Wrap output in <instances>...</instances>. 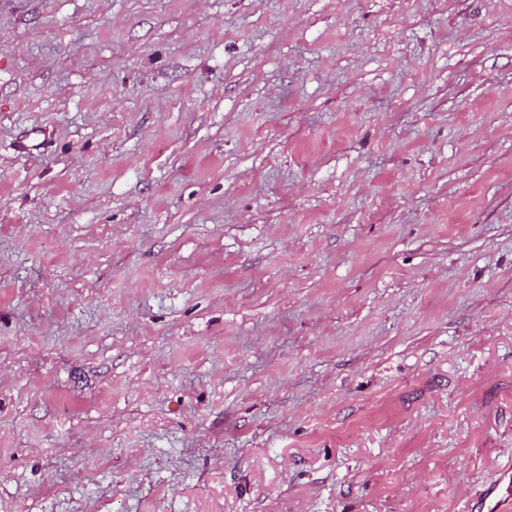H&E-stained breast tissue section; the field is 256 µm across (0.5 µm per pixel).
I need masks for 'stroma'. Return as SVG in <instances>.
<instances>
[{
	"instance_id": "stroma-1",
	"label": "stroma",
	"mask_w": 512,
	"mask_h": 512,
	"mask_svg": "<svg viewBox=\"0 0 512 512\" xmlns=\"http://www.w3.org/2000/svg\"><path fill=\"white\" fill-rule=\"evenodd\" d=\"M510 465L512 0H0V512Z\"/></svg>"
}]
</instances>
